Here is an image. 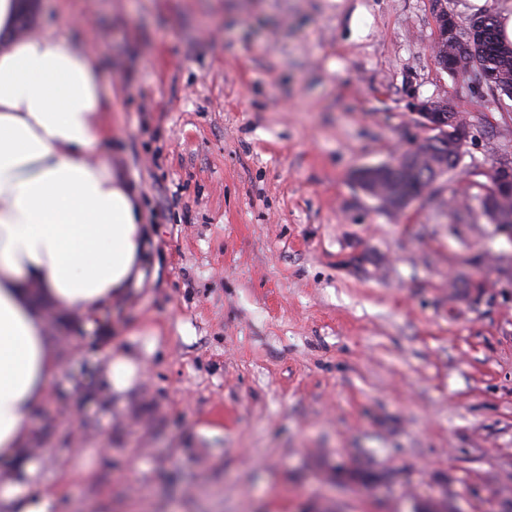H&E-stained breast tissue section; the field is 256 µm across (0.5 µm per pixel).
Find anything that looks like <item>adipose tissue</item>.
Instances as JSON below:
<instances>
[{"mask_svg": "<svg viewBox=\"0 0 512 512\" xmlns=\"http://www.w3.org/2000/svg\"><path fill=\"white\" fill-rule=\"evenodd\" d=\"M0 0V485L6 512H56L29 495L28 418L61 370L43 312L90 320L140 288L149 238L137 189L94 152L110 89L100 59L50 32L17 34Z\"/></svg>", "mask_w": 512, "mask_h": 512, "instance_id": "obj_1", "label": "adipose tissue"}]
</instances>
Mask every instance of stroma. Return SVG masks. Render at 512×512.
I'll list each match as a JSON object with an SVG mask.
<instances>
[{"instance_id": "stroma-1", "label": "stroma", "mask_w": 512, "mask_h": 512, "mask_svg": "<svg viewBox=\"0 0 512 512\" xmlns=\"http://www.w3.org/2000/svg\"><path fill=\"white\" fill-rule=\"evenodd\" d=\"M112 81L98 151L140 191L145 280L52 316L30 416L59 512H512V228L479 199L512 100L432 53L431 0H46ZM471 124L405 209L356 170ZM135 359L104 393L108 352ZM94 450L93 474L71 460ZM415 115L418 117V124L426 132L425 139H446L448 128L442 120V112L451 109L445 101L424 100L418 102L415 107Z\"/></svg>"}]
</instances>
